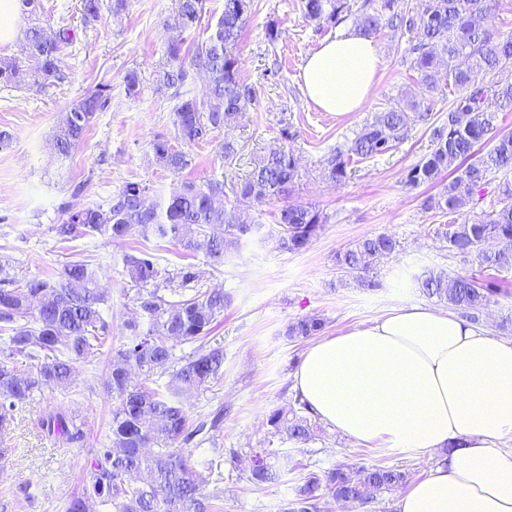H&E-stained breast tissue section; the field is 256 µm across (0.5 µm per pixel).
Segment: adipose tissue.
<instances>
[{
	"instance_id": "ef3b65f1",
	"label": "adipose tissue",
	"mask_w": 512,
	"mask_h": 512,
	"mask_svg": "<svg viewBox=\"0 0 512 512\" xmlns=\"http://www.w3.org/2000/svg\"><path fill=\"white\" fill-rule=\"evenodd\" d=\"M380 65L373 40L349 30L308 56L305 93L323 111H357ZM293 380L315 415L355 443L445 450L395 512H512V452L499 446L512 433V339L432 307H399L312 345Z\"/></svg>"
}]
</instances>
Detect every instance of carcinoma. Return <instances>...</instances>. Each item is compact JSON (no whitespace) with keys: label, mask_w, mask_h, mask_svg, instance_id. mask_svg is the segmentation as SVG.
I'll use <instances>...</instances> for the list:
<instances>
[{"label":"carcinoma","mask_w":512,"mask_h":512,"mask_svg":"<svg viewBox=\"0 0 512 512\" xmlns=\"http://www.w3.org/2000/svg\"><path fill=\"white\" fill-rule=\"evenodd\" d=\"M174 26L185 31L198 25L203 0H177ZM252 0H224V11L198 41L190 56L171 43L170 64L156 70V91H173L177 100L173 124L186 145L206 139L212 132L237 122L254 104L256 89L242 79L235 48L248 20ZM127 0H82L84 16L96 19L106 12L125 10ZM496 0H380L379 7L363 12L358 24L366 35L391 27L409 35L419 75L417 91L397 105L376 112L355 137L327 158L325 171L332 181L348 178L353 164L392 151L404 139L417 117L431 105L438 91L434 75L445 70L448 92L455 99L446 123L434 130L435 144L408 173V184L434 182L449 167L455 177L437 195L428 197L424 209L462 217L437 232L448 248L459 254L477 253L484 268H512V251H492L493 241L512 242V131L497 126V113L512 111V81L495 76L512 69V33L495 31ZM305 17L312 22L336 23L350 11L348 0H302ZM25 48L36 60L31 68L16 59L0 60V84L22 87L45 85L66 78L69 29L35 20L24 31ZM206 82L205 96L192 94L195 78ZM108 84L87 90L63 113L53 135V149L69 153L81 139L95 114L105 110L111 96ZM157 163L174 174L190 164L188 154L158 138L151 142ZM500 174L497 207L474 217L463 208L484 191L488 177ZM299 177L297 159L288 149L262 156L248 176L230 186L239 201L262 203L278 199L284 205L275 215L271 233L277 248L290 253L305 249L326 221L314 207L286 202ZM225 183L208 179L183 182L162 201L151 199L152 189L137 181L126 182L104 204L70 211L54 230L67 242L81 236H106L113 240L154 237L179 244L194 254L202 251L214 267L223 265L252 225L237 206L224 205ZM399 242L389 234L365 237L336 253V267L345 276L373 288L366 273L397 252ZM123 269L132 284V301L141 321H128L127 343L112 357L105 387L117 404L112 410L110 442L94 450L91 481L69 501L67 512H88L87 502L98 501L103 512H215L224 494L223 449L201 464L192 459L191 443L214 438L224 424V409L191 418L183 396L208 387L224 376V349L206 345L213 325L230 302L222 290L198 287V274L187 264L166 276L157 258L139 249L123 257ZM430 298L475 321L500 293L494 277L477 282L472 277L450 276L430 270L418 279ZM107 296L97 275L83 261L68 262L55 277L32 279L15 288L0 287V434L13 422L17 403L45 387L67 385L74 365L100 354L111 334L103 319ZM324 319L307 316L289 324L291 341L320 335ZM191 344V352L176 349ZM28 366L21 373L17 364ZM146 378L165 375V391L132 383L133 371ZM85 423L63 408L41 420L42 429L66 443L84 438ZM288 439L304 444L312 438L308 417L292 412ZM279 479L272 466L255 456L249 480L257 485ZM407 482V474L391 467H363L309 472L299 478L295 495L282 512H332L336 503L370 505L386 490Z\"/></svg>","instance_id":"obj_1"}]
</instances>
